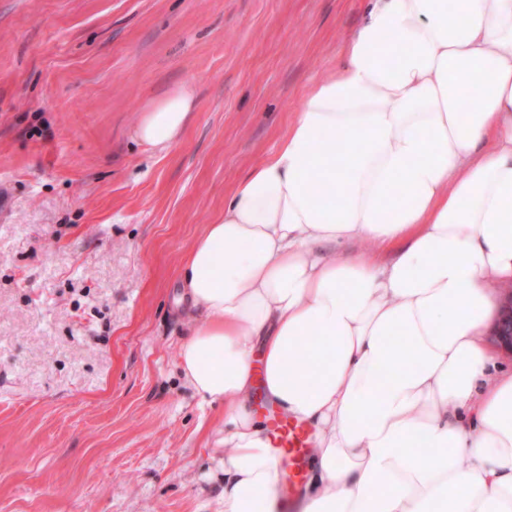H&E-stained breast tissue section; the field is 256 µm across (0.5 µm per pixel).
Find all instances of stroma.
<instances>
[{
  "mask_svg": "<svg viewBox=\"0 0 512 512\" xmlns=\"http://www.w3.org/2000/svg\"><path fill=\"white\" fill-rule=\"evenodd\" d=\"M363 0H0V512H220L178 275ZM191 86L159 149L134 128ZM193 101L192 91L187 86L164 94L141 113L135 129L136 139L153 148L176 142L193 118Z\"/></svg>",
  "mask_w": 512,
  "mask_h": 512,
  "instance_id": "1",
  "label": "stroma"
}]
</instances>
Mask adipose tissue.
<instances>
[{
    "label": "adipose tissue",
    "instance_id": "ef3b65f1",
    "mask_svg": "<svg viewBox=\"0 0 512 512\" xmlns=\"http://www.w3.org/2000/svg\"><path fill=\"white\" fill-rule=\"evenodd\" d=\"M342 53L180 266L223 512H279L257 384L312 434L301 512H512V371L485 342L512 282V0H367ZM192 118L182 86L135 137ZM360 240L392 254L332 250Z\"/></svg>",
    "mask_w": 512,
    "mask_h": 512
}]
</instances>
